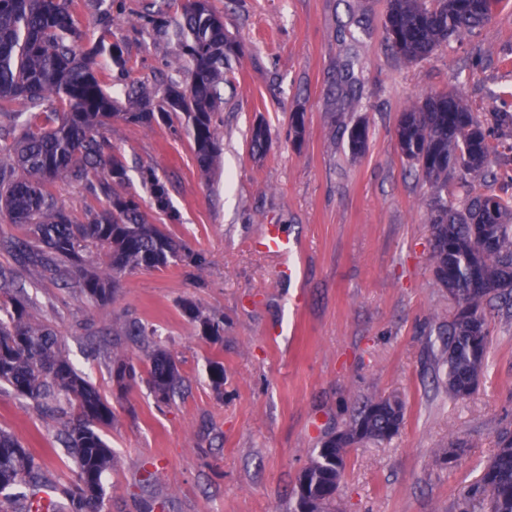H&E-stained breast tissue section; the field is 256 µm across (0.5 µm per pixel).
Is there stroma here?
<instances>
[{"label": "stroma", "mask_w": 512, "mask_h": 512, "mask_svg": "<svg viewBox=\"0 0 512 512\" xmlns=\"http://www.w3.org/2000/svg\"><path fill=\"white\" fill-rule=\"evenodd\" d=\"M148 0H112L103 30L94 0H73L80 47L121 42L127 66L98 60L107 87L162 79L180 44L141 28ZM242 46L224 104L219 163L197 174L188 136L164 124L113 122L106 136L125 157L130 189L160 225L195 257L122 278L112 303H87L74 281L38 269L17 272L35 322L51 326L67 355L112 408L105 512H295L298 478L325 435L346 427L371 399L404 404L398 432L349 452L336 512H487L468 492L502 431H512V308L484 303L488 366L468 397L449 395L442 354L457 312L433 274L432 199L421 172L401 155L402 112L424 96L455 92L482 121L512 111V0L463 43L408 62L386 40L389 0H210ZM305 114L294 143L293 111ZM265 121L262 158L250 132ZM368 128L352 153L353 124ZM488 161L479 192L512 194V132ZM165 182L171 206L159 210L140 171ZM51 191L75 223L105 207L84 184ZM280 225L300 245L297 282L280 279V256L255 249L264 225ZM224 321L221 342L202 337L185 301ZM135 318L159 330L184 385L157 403L144 374L151 344L111 329ZM139 377L117 388L114 350ZM224 365L215 391L210 361ZM64 423L0 388V429L13 434L53 478L67 482L72 461L58 439ZM457 448L448 459L449 448Z\"/></svg>", "instance_id": "stroma-1"}]
</instances>
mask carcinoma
<instances>
[{
	"mask_svg": "<svg viewBox=\"0 0 512 512\" xmlns=\"http://www.w3.org/2000/svg\"><path fill=\"white\" fill-rule=\"evenodd\" d=\"M71 4L0 0V109L19 104L25 115L20 135L0 147V212L24 229L11 242L19 265L47 268L76 281L86 301L101 307L114 299L123 275L193 259L169 233L148 222L138 199L126 191L128 167L112 153L103 130L114 118L138 126L178 119L192 143L199 176L209 179L220 151L216 115L223 104L221 86L242 49L208 0H184L183 18L175 23L152 2L139 16L141 25L181 44L183 56L168 67L187 68L190 82L183 87L172 81L161 95L135 82L119 99L106 89L96 59L107 55L124 69L122 47L101 39L87 50L78 48ZM498 5L499 0H389L386 26L395 32H386V38L404 58L424 60L482 26ZM269 137L265 123L253 126V155L264 154ZM490 137V128L453 92L425 96L402 114L396 129L402 156L422 171L431 191L435 279L458 306L445 358L448 394L455 398L476 390L486 365L483 300L512 301V196L480 193L466 179L485 170ZM367 140V126L353 125L351 152H362ZM456 172L462 174L460 196L448 193V176ZM141 178L156 208H169L168 190L153 170L141 169ZM55 182H83L91 194L105 197L108 207L77 224L50 192ZM183 309L201 336L220 341L221 320L190 301ZM121 332L135 338L156 335L133 320ZM111 374L119 387L137 376L134 365L117 354ZM148 382L162 403L171 401L182 385L175 360L159 345L149 357ZM0 385L69 418L63 444L74 461L69 483H56L15 436L0 431V508L9 509V490L24 485L32 494L54 489L64 504L59 512H103V479L112 471V449L103 430L112 426V408L64 354L55 330L32 322L25 300L7 288L0 289ZM403 417L397 398L367 401L345 430L312 449L299 480L306 512H336L334 492L350 445L396 435ZM497 444L473 495L489 493V512H512V432H501Z\"/></svg>",
	"mask_w": 512,
	"mask_h": 512,
	"instance_id": "cac0c4a2",
	"label": "carcinoma"
}]
</instances>
